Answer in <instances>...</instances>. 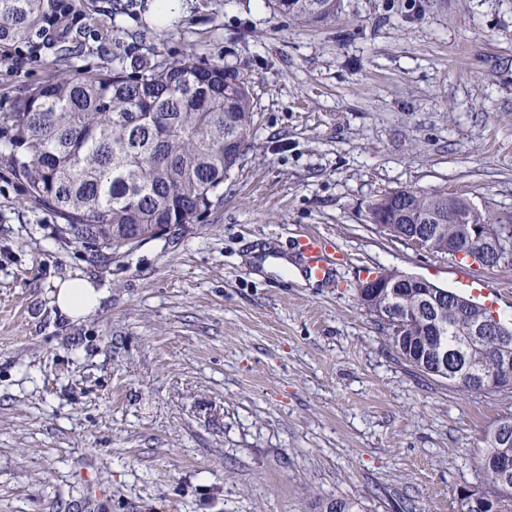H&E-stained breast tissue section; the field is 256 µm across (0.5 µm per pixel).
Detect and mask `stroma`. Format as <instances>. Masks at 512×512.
<instances>
[{
	"label": "stroma",
	"mask_w": 512,
	"mask_h": 512,
	"mask_svg": "<svg viewBox=\"0 0 512 512\" xmlns=\"http://www.w3.org/2000/svg\"><path fill=\"white\" fill-rule=\"evenodd\" d=\"M74 0L57 37L0 43V113L37 85L192 52L249 78L224 199L104 260L0 165V512H458L484 490L512 392L403 361L356 288L382 269L464 293L456 258L367 218L412 189L512 212V0H340L310 27L271 0ZM305 232L333 278L265 272ZM106 291L72 322L55 278Z\"/></svg>",
	"instance_id": "35a3bbf8"
}]
</instances>
